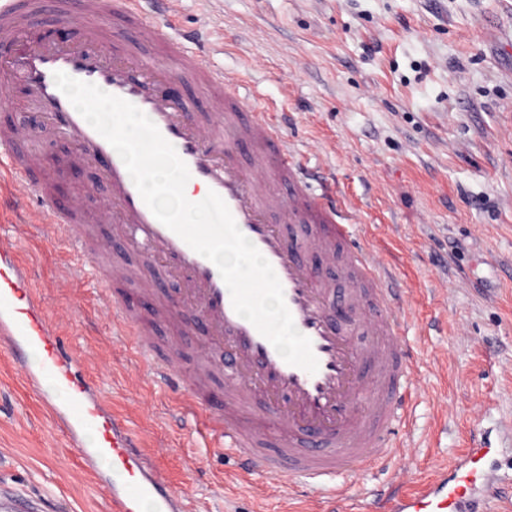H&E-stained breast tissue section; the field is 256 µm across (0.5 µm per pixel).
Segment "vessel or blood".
<instances>
[{"instance_id":"b4317fda","label":"vessel or blood","mask_w":512,"mask_h":512,"mask_svg":"<svg viewBox=\"0 0 512 512\" xmlns=\"http://www.w3.org/2000/svg\"><path fill=\"white\" fill-rule=\"evenodd\" d=\"M141 0H0V63L24 92L25 117L0 119V210L30 202L54 236L78 259L75 274L93 270L112 297V333L134 338L150 372L166 388L184 389L180 415L239 460L244 473L269 486L319 492L329 506L363 512L374 502L383 512H488L500 491L488 469L490 443L473 439L456 460L436 470L416 491L394 479L386 491L352 498L345 482L355 471L387 469L405 451L397 436L414 395L411 352L400 343L403 290L376 251L356 235L359 211L335 174L316 173L306 151L280 132L276 113L249 103L245 74H224L209 64L208 43L192 40L169 23L166 37L140 8ZM75 21L63 40L21 44L23 31L45 15ZM135 30L103 28L111 15ZM95 84L134 104L175 148L190 172L192 201L216 192L240 231L273 267L297 330L311 341L315 373L286 363L268 339L232 305L217 267L159 222L145 204L115 149L57 88L55 72ZM201 93L195 106L191 93ZM68 145L59 165L79 172L97 168L107 186L95 209L82 199L60 200L38 158L23 147L44 133ZM96 224L114 225L128 261L105 265L111 238ZM307 232L293 242L288 228ZM153 263L180 284L179 295L155 306L154 319L197 327L203 337L200 365L185 370L157 353L140 310L115 283L132 278V258ZM342 265L344 287L321 266ZM349 316L337 320L336 307ZM0 340L10 366L67 434L86 473L110 489L112 512H190L189 501L167 475L151 466L140 435L97 393L67 336L50 322L15 238L0 236ZM224 378V403L209 396L212 371ZM51 379L52 389L41 387ZM95 429L94 450L84 432ZM110 459L111 472L99 467ZM0 512H49L48 501L0 488Z\"/></svg>"}]
</instances>
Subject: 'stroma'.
<instances>
[{"label":"stroma","mask_w":512,"mask_h":512,"mask_svg":"<svg viewBox=\"0 0 512 512\" xmlns=\"http://www.w3.org/2000/svg\"><path fill=\"white\" fill-rule=\"evenodd\" d=\"M174 10L183 30L210 40L213 67L250 71L256 104L291 113L284 138L318 143L313 164L362 209L357 233L398 262L420 395L407 453L350 476L351 493L394 473L420 481L476 433L512 475V0H176ZM59 144L41 141L57 190L105 195L98 172L56 167ZM26 219L20 254L47 315L192 512H315L262 476L242 478L193 421L172 418L179 395L156 385L132 343L114 340L98 276L70 275L68 247L38 214ZM0 484L57 498L66 512H109L107 490L68 455L1 347Z\"/></svg>","instance_id":"1"}]
</instances>
